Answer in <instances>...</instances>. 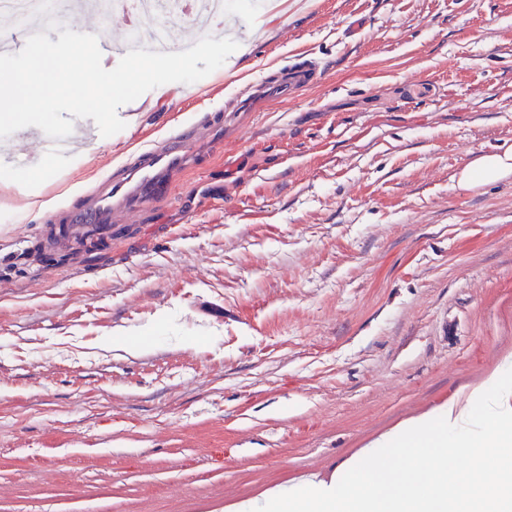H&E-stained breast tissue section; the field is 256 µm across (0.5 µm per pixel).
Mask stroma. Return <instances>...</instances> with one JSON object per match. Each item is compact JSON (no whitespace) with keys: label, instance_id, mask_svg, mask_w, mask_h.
Instances as JSON below:
<instances>
[{"label":"stroma","instance_id":"stroma-1","mask_svg":"<svg viewBox=\"0 0 512 512\" xmlns=\"http://www.w3.org/2000/svg\"><path fill=\"white\" fill-rule=\"evenodd\" d=\"M238 48L66 158L0 140V512H237L440 412L512 351V0H253ZM73 254L65 208L296 54ZM27 154L15 172L17 149ZM53 200L39 215L33 201ZM317 63L311 59H299L290 63L288 69L279 73L275 79L260 78L250 81L246 86V98L240 108L232 112H242L253 100L292 97L298 90L311 85L316 79ZM512 171V152L483 154L470 161L459 173L458 184L468 189L481 182L498 180Z\"/></svg>","mask_w":512,"mask_h":512}]
</instances>
